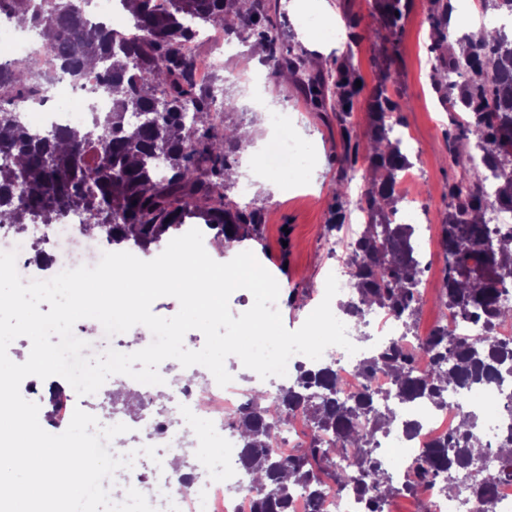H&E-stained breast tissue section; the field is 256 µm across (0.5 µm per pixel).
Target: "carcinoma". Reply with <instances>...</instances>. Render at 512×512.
<instances>
[{
    "mask_svg": "<svg viewBox=\"0 0 512 512\" xmlns=\"http://www.w3.org/2000/svg\"><path fill=\"white\" fill-rule=\"evenodd\" d=\"M134 2L128 13L142 36L126 42L84 20L91 0H41L36 8L31 0H0L1 15L24 16L28 27L50 32L47 40L59 44L65 70L101 71L112 98V110L82 129L37 135L14 110L16 99L35 96L43 81L37 59L0 62V82L10 87L0 95V225L20 232L28 220L51 224L63 211L79 210L85 215L83 227H97L115 246L131 242L147 249L189 218L216 231L226 249L255 238L261 208L240 207L226 194L242 140L235 130L226 127L220 134L210 123L212 113L227 111L233 103L226 100L219 107L209 93L196 89L194 61L184 51L219 17L225 33L263 47V62L273 77L289 74L315 109L340 117L349 141L341 163L352 164L361 153L368 160L372 177L359 202L370 222L352 246L354 300L342 308L356 327L363 310L386 309L410 332L420 300L412 229L391 219L400 202L395 175L410 161L392 139V122H401L403 105L387 95L389 68H382L371 92V133L363 143L352 139L349 121L348 106L364 92L356 87L353 54L336 62L334 73L311 69L302 50L272 36L277 23L269 15L270 0ZM404 6V0L379 5L387 43ZM450 10V0H430L433 89L441 104L467 113L452 154L462 174L448 184V215L441 224L446 257L441 300L453 315L481 323L483 335L436 328L420 348L434 361L424 374L414 370L416 354L405 355L394 344L358 363L364 376L389 372L400 402L425 399L438 408L448 407L450 393L512 379V343L496 336L497 327L512 320V309L501 302L506 286L501 273L512 274V234L490 239L483 219L490 206L512 207V41L495 28L468 41L458 56L448 45ZM453 70L466 72L463 81L441 78ZM478 152L497 178L492 195L483 189L484 172L470 165ZM380 400L368 388L341 395L331 362L303 371L272 399L251 397L231 425L250 475L251 512H289L296 486L310 487L316 495L349 490L363 502L364 512H383L389 500L414 496L428 483L452 495L465 489L487 502L500 480L512 478V428L497 439V464L491 468L478 435L480 417L465 411L455 434L436 441L415 461L413 477L393 483L370 448L372 436L392 425L389 414L376 411ZM296 410L308 423L309 442L284 460L272 447L271 431L274 419L286 421ZM341 454L352 462L337 471L333 465Z\"/></svg>",
    "mask_w": 512,
    "mask_h": 512,
    "instance_id": "carcinoma-1",
    "label": "carcinoma"
}]
</instances>
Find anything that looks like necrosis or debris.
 Here are the masks:
<instances>
[{"mask_svg": "<svg viewBox=\"0 0 512 512\" xmlns=\"http://www.w3.org/2000/svg\"><path fill=\"white\" fill-rule=\"evenodd\" d=\"M32 55L38 57L54 93L21 101L17 110L38 131H62L85 122L90 113L111 110L112 99L105 90L101 73H85L76 82L66 79L55 44L0 24L1 59L18 62ZM413 179L410 169L401 170L394 189L405 205L401 223L413 225L415 229L413 254L419 259L423 256L431 226L423 206L419 205L417 197L408 187ZM82 222L81 214L68 212L59 223L40 226L39 237L47 247L46 256L42 259L31 256L26 237L16 235L9 225H2L0 250L16 251L17 271L26 282L48 280L64 270L82 265H96L110 246L102 237L87 235ZM364 320L367 325L376 327L377 343L397 341L403 351H417L416 371L423 373L429 369L432 360L420 351L430 338L429 332L417 328L408 335H400L395 319L380 309L368 310ZM322 358L334 361L344 395L357 394L366 387L382 395L394 390V382L386 372L378 371L371 377H362L357 368L358 354L331 346L324 351ZM129 388L142 401L140 416L131 418L113 409L106 412L110 423H124L129 428L128 433L109 442L108 447L113 455L123 456L133 450L138 453L133 468L118 470L122 486L113 491V502H123L127 488L132 487L147 497L156 512H194L198 506L204 507L205 512H251V499L243 490L246 472L240 460L239 441L230 427L231 418L247 402L239 380H232L222 387L211 378L200 389L188 381L177 384L173 394L167 397L169 406L163 413L153 409L155 387L133 380ZM505 395V390L501 388H479L468 397L475 410L487 417L481 432L484 440H496L506 428L508 420L500 414ZM186 411L204 421L211 434L223 437L220 474H213L211 469L214 456L212 448L191 439L183 429L181 415ZM408 414L419 422L416 436L405 437L401 428L395 427L380 433L373 447L374 453L385 460L388 475L397 483L408 478L410 464L426 447L453 433L460 411L453 404L445 409H437L422 402L409 406ZM145 446L155 447L157 462H150L147 456L142 455L141 449ZM174 457L189 458V466L171 469L170 460ZM419 495L428 512H512L510 480L502 482L488 502L466 494L445 496L428 486L421 487Z\"/></svg>", "mask_w": 512, "mask_h": 512, "instance_id": "1", "label": "necrosis or debris"}]
</instances>
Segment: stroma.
<instances>
[{
    "instance_id": "stroma-1",
    "label": "stroma",
    "mask_w": 512,
    "mask_h": 512,
    "mask_svg": "<svg viewBox=\"0 0 512 512\" xmlns=\"http://www.w3.org/2000/svg\"><path fill=\"white\" fill-rule=\"evenodd\" d=\"M336 2L341 19L337 34L310 33L303 26L302 15L316 12L317 0H277L281 27L293 35L308 57L318 58L325 71L333 69L346 51H353L354 63L366 86H375L379 81L375 62L382 50L380 40L374 36L379 27L375 0ZM428 6L429 0H410L392 54L393 79L388 93L405 105L401 119L419 149L411 161L418 168L420 192L430 220L438 225L448 211V185L459 179L461 170L453 165L450 153V136L457 129L458 115L439 105L431 87ZM353 19L358 20L364 35L356 44L350 40L349 22ZM221 61L222 90L234 99L236 108L213 114L216 130L250 125L256 130L257 142H264L268 130L263 115L255 110L250 89L236 79L237 74L257 68L252 45L237 44L234 50L224 52ZM261 81L267 107L287 113V136L311 156L310 164L268 172L261 178L249 166L246 156H239L235 165L238 182L249 184L252 197L262 209L259 237L245 241L243 247L254 253L282 291L296 295V303L280 310L284 326L294 331L316 308L334 266L333 256L344 238L343 233L331 228L334 190L340 183L347 186L345 209L354 212L367 163L361 159L351 168L340 164L343 132L335 113L312 110L297 83L280 87L268 73Z\"/></svg>"
}]
</instances>
